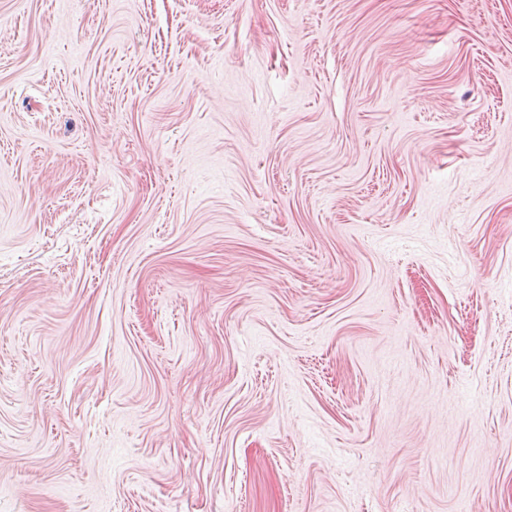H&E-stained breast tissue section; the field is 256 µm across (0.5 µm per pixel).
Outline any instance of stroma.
<instances>
[{
    "label": "stroma",
    "mask_w": 512,
    "mask_h": 512,
    "mask_svg": "<svg viewBox=\"0 0 512 512\" xmlns=\"http://www.w3.org/2000/svg\"><path fill=\"white\" fill-rule=\"evenodd\" d=\"M0 512H512V0H0Z\"/></svg>",
    "instance_id": "stroma-1"
}]
</instances>
